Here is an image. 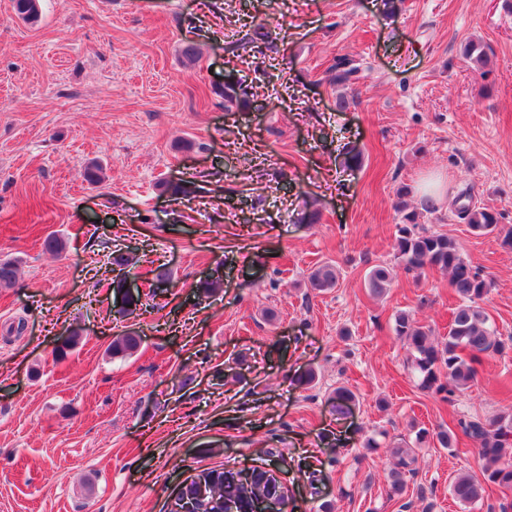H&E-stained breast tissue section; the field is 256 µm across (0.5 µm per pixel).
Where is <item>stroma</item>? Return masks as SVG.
Instances as JSON below:
<instances>
[{"label":"stroma","instance_id":"stroma-1","mask_svg":"<svg viewBox=\"0 0 512 512\" xmlns=\"http://www.w3.org/2000/svg\"><path fill=\"white\" fill-rule=\"evenodd\" d=\"M246 31L274 49L233 54ZM471 40L487 76L461 53ZM339 56L360 67L344 112ZM229 81L255 109L225 111ZM352 150L361 166H345ZM94 160L98 187L83 179ZM181 181L192 194L171 200L164 183ZM403 185L418 223L491 280L482 308L511 341L512 248L474 234L454 200L470 190L512 227V0H402L391 16L381 0H42L35 26L0 0V259L20 262L0 288V512H169L188 477L224 467L278 469L285 512H465L448 487L481 470L470 440L416 448L399 500L387 448L512 410V349L455 403L418 387L394 315L444 336L458 298L448 273L416 279L395 257ZM51 234L62 253L45 252ZM324 262L341 275L318 292ZM380 262L395 278L377 298L363 279ZM118 276L141 309L120 313ZM126 333L139 349L113 358ZM340 386L357 396L341 418ZM340 278L339 268L329 262L317 265L309 274L310 287L314 290L325 291L335 288Z\"/></svg>","mask_w":512,"mask_h":512}]
</instances>
